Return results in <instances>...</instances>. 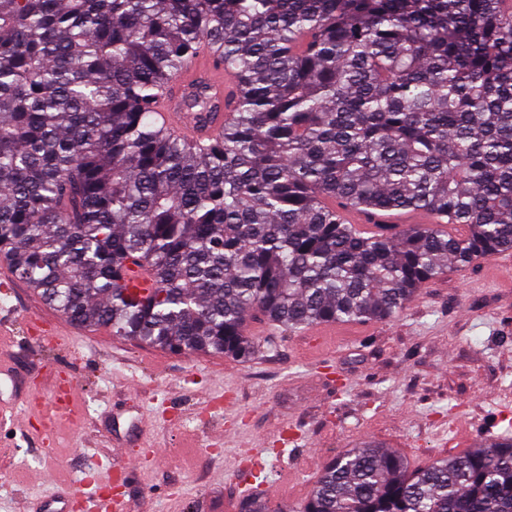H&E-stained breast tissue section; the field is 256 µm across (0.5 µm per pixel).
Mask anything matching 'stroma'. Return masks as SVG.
Here are the masks:
<instances>
[{
  "label": "stroma",
  "mask_w": 512,
  "mask_h": 512,
  "mask_svg": "<svg viewBox=\"0 0 512 512\" xmlns=\"http://www.w3.org/2000/svg\"><path fill=\"white\" fill-rule=\"evenodd\" d=\"M49 306L25 284L0 281V512L122 469L128 512H237L247 484L278 487L273 506L298 512L323 465L372 439L423 467L512 425V253L483 258L422 288L398 317L352 323L318 342L254 325L247 361L138 344L57 317L39 340L27 316ZM80 389V427L39 431L27 401L50 372ZM137 429L114 450L113 413ZM165 449L146 460L147 448ZM55 482L40 480L47 467Z\"/></svg>",
  "instance_id": "35a3bbf8"
}]
</instances>
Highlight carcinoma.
Here are the masks:
<instances>
[{
    "label": "carcinoma",
    "mask_w": 512,
    "mask_h": 512,
    "mask_svg": "<svg viewBox=\"0 0 512 512\" xmlns=\"http://www.w3.org/2000/svg\"><path fill=\"white\" fill-rule=\"evenodd\" d=\"M203 46L239 98L189 142L155 108ZM421 209L448 222H384ZM508 250L512 0H0V261L79 326L244 360L257 318L387 321ZM303 512H512V438L420 468L362 441ZM152 280L144 268L133 267L125 274V284L129 291L138 296L147 295L150 292Z\"/></svg>",
    "instance_id": "1"
}]
</instances>
